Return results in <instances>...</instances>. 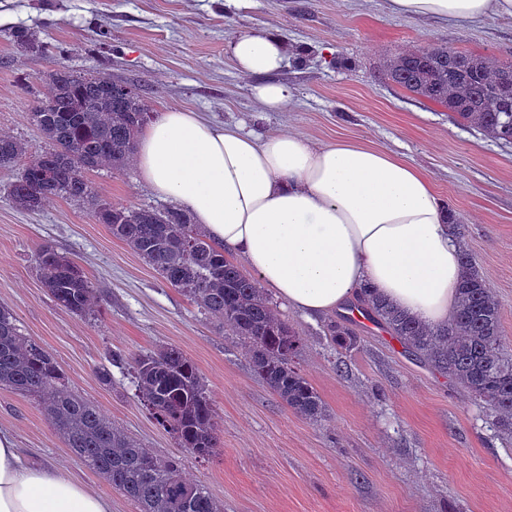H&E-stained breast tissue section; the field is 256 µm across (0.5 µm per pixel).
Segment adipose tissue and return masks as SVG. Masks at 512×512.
Returning <instances> with one entry per match:
<instances>
[{"mask_svg":"<svg viewBox=\"0 0 512 512\" xmlns=\"http://www.w3.org/2000/svg\"><path fill=\"white\" fill-rule=\"evenodd\" d=\"M387 7L454 26L512 17V0H387ZM228 52L253 78L262 111L294 101V88L272 79L289 58L280 36L244 33ZM135 162L157 196L182 204L297 311L343 310L367 284L431 327L453 312L459 244L429 176L386 148L258 135L169 109L143 130ZM0 512H111V504L62 472L22 466L13 435L0 431Z\"/></svg>","mask_w":512,"mask_h":512,"instance_id":"adipose-tissue-1","label":"adipose tissue"}]
</instances>
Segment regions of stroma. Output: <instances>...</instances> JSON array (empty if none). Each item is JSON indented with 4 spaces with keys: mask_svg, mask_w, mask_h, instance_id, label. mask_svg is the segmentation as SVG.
Returning a JSON list of instances; mask_svg holds the SVG:
<instances>
[{
    "mask_svg": "<svg viewBox=\"0 0 512 512\" xmlns=\"http://www.w3.org/2000/svg\"><path fill=\"white\" fill-rule=\"evenodd\" d=\"M35 40L21 49L14 33ZM280 35L290 62L278 81L293 86L289 109L264 112L251 78L227 48L239 34ZM445 45L512 61V19L470 27L391 14L383 0H0V132L27 158L47 149L29 114L57 61L139 86L158 113L185 108L258 134L291 131L314 143L339 138L400 154L433 181L464 224V242L490 284L512 338V145L455 121L385 76L399 51ZM13 170L0 168V305L46 349L72 390L154 454L175 455L224 512H512V440L486 408L448 375L411 353L385 327L346 316L355 346L326 338V317L276 308L301 336L297 367L322 397L325 420L295 415L255 375L240 341L165 283L98 223L87 205L56 199L38 212L8 197ZM115 204L168 207L136 167L88 172ZM51 246L84 270L103 297L95 318L58 307L34 267ZM178 347L204 379L223 446L209 457L180 448L141 402L133 379L97 376L112 349ZM0 429L22 456L64 472L107 497L112 512H138L67 448L36 400L0 388Z\"/></svg>",
    "mask_w": 512,
    "mask_h": 512,
    "instance_id": "obj_1",
    "label": "stroma"
}]
</instances>
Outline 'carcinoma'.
<instances>
[{
  "instance_id": "1",
  "label": "carcinoma",
  "mask_w": 512,
  "mask_h": 512,
  "mask_svg": "<svg viewBox=\"0 0 512 512\" xmlns=\"http://www.w3.org/2000/svg\"><path fill=\"white\" fill-rule=\"evenodd\" d=\"M386 75L493 141L512 144V63L429 46L395 54ZM150 118L137 86L117 90L108 78L76 75L58 62L47 93L30 112L49 148L23 165L11 184V203L28 212L57 198L90 205L95 220L107 225L112 236L193 300L203 315L224 323L229 335L247 347L254 372L288 408L314 422L322 420L326 409L320 395L293 365L301 338L275 314L263 288L224 256L187 211L114 205L86 179L89 170L126 167ZM23 155L20 140L0 134V167L13 166ZM34 261L43 287L61 309L79 316L99 310L102 296L73 259L44 246ZM462 263L456 310L445 325L427 326L380 298L360 300L357 306L485 404L498 433L512 435V356L502 334L500 305L465 248ZM325 330L340 347L357 343V335L342 322L330 320ZM112 366L132 373L139 398L180 447L199 457L222 448L208 388L180 349L170 345L146 353L114 351L108 365L98 369L108 385ZM0 386L37 399L70 452L133 501L139 512H224L203 484L184 476L179 457L153 454L115 427L94 403L76 395L52 355L26 336L3 306Z\"/></svg>"
}]
</instances>
